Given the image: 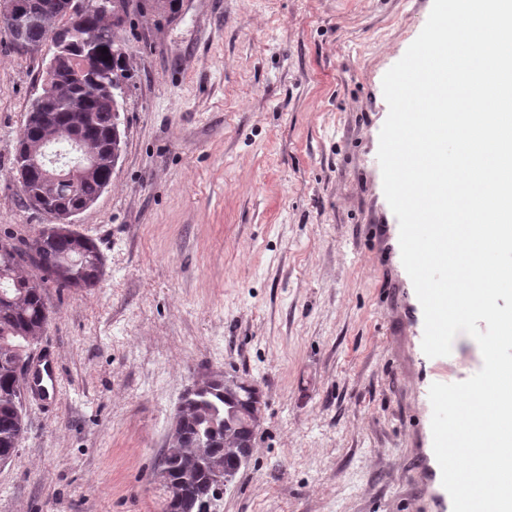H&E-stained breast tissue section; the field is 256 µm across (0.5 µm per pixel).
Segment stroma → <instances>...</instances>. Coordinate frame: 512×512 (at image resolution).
<instances>
[{"instance_id":"1","label":"stroma","mask_w":512,"mask_h":512,"mask_svg":"<svg viewBox=\"0 0 512 512\" xmlns=\"http://www.w3.org/2000/svg\"><path fill=\"white\" fill-rule=\"evenodd\" d=\"M142 3L120 33L124 150L75 218L104 275L46 289L30 350L58 395L26 398L0 512H163L176 408L211 371L262 394L216 512H452L429 388L483 358L466 335L423 353L377 158L383 76L433 0ZM49 58L0 35V239L48 222L12 168Z\"/></svg>"}]
</instances>
